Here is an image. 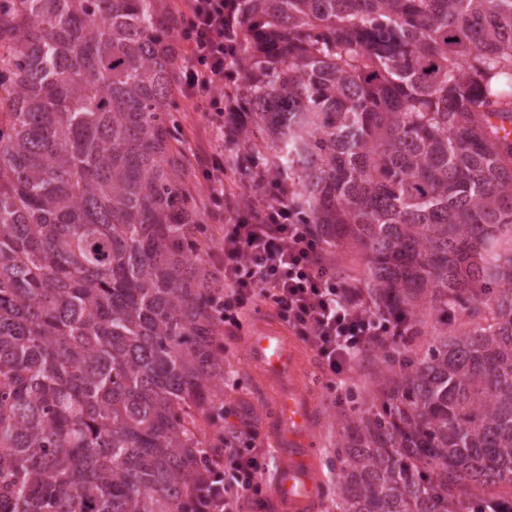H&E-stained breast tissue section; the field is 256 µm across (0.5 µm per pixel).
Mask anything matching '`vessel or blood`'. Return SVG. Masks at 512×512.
<instances>
[{
  "label": "vessel or blood",
  "instance_id": "b4317fda",
  "mask_svg": "<svg viewBox=\"0 0 512 512\" xmlns=\"http://www.w3.org/2000/svg\"><path fill=\"white\" fill-rule=\"evenodd\" d=\"M246 348L251 360L281 384L272 427L277 457L274 497L284 512H314L318 450L313 436V401L296 380L294 357L285 337L265 330L249 337Z\"/></svg>",
  "mask_w": 512,
  "mask_h": 512
}]
</instances>
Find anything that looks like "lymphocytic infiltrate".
Here are the masks:
<instances>
[{"instance_id":"obj_1","label":"lymphocytic infiltrate","mask_w":512,"mask_h":512,"mask_svg":"<svg viewBox=\"0 0 512 512\" xmlns=\"http://www.w3.org/2000/svg\"><path fill=\"white\" fill-rule=\"evenodd\" d=\"M180 59L178 87L186 104L206 120L208 144L194 151V169L205 179L208 211L224 230L209 250L207 291L218 312L212 344L242 331L260 303L317 354L329 375L347 372L369 344L389 334L388 319L369 305L359 285L336 276L331 251L299 223L279 175L260 174L264 193L224 190L233 165L224 157L232 131L224 127V0H183L169 13ZM194 478L192 512H243L263 504L267 456L259 429L241 420L210 433Z\"/></svg>"}]
</instances>
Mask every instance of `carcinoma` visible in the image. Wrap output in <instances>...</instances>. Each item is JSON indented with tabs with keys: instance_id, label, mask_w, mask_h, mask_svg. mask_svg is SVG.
<instances>
[{
	"instance_id": "cac0c4a2",
	"label": "carcinoma",
	"mask_w": 512,
	"mask_h": 512,
	"mask_svg": "<svg viewBox=\"0 0 512 512\" xmlns=\"http://www.w3.org/2000/svg\"><path fill=\"white\" fill-rule=\"evenodd\" d=\"M168 13L0 0V512H190L224 357ZM227 24L237 151L394 329L337 512H512V0H233Z\"/></svg>"
}]
</instances>
